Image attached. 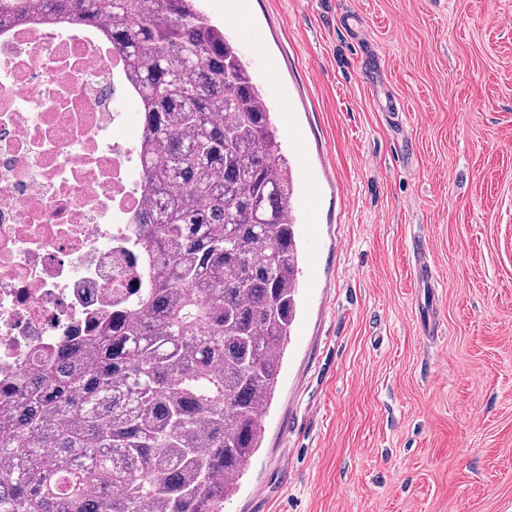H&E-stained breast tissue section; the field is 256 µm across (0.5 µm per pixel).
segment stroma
I'll use <instances>...</instances> for the list:
<instances>
[{
    "instance_id": "obj_1",
    "label": "stroma",
    "mask_w": 512,
    "mask_h": 512,
    "mask_svg": "<svg viewBox=\"0 0 512 512\" xmlns=\"http://www.w3.org/2000/svg\"><path fill=\"white\" fill-rule=\"evenodd\" d=\"M200 6L274 114L303 253L223 512H512V0Z\"/></svg>"
}]
</instances>
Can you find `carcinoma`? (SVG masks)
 <instances>
[{
  "instance_id": "carcinoma-1",
  "label": "carcinoma",
  "mask_w": 512,
  "mask_h": 512,
  "mask_svg": "<svg viewBox=\"0 0 512 512\" xmlns=\"http://www.w3.org/2000/svg\"><path fill=\"white\" fill-rule=\"evenodd\" d=\"M199 0H0L102 24L144 117L149 286L0 385V512H223L296 317L294 184L268 103Z\"/></svg>"
}]
</instances>
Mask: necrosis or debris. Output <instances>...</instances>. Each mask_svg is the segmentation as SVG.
I'll list each match as a JSON object with an SVG mask.
<instances>
[{
    "label": "necrosis or debris",
    "mask_w": 512,
    "mask_h": 512,
    "mask_svg": "<svg viewBox=\"0 0 512 512\" xmlns=\"http://www.w3.org/2000/svg\"><path fill=\"white\" fill-rule=\"evenodd\" d=\"M131 98L95 28H0V380L144 285L127 238L144 191Z\"/></svg>",
    "instance_id": "4bbe7bcc"
}]
</instances>
